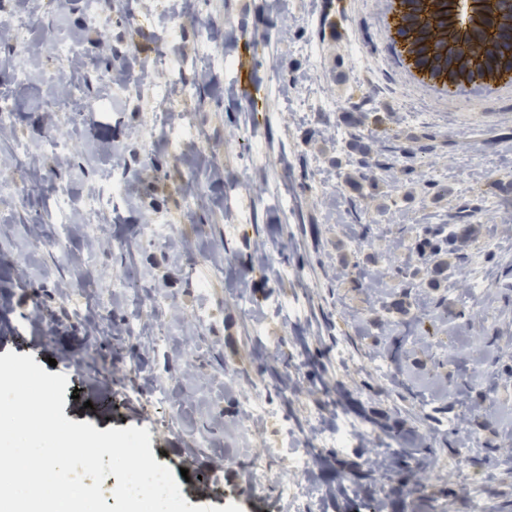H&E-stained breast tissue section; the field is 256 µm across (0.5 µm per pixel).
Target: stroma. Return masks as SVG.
I'll return each instance as SVG.
<instances>
[{
	"label": "stroma",
	"mask_w": 512,
	"mask_h": 512,
	"mask_svg": "<svg viewBox=\"0 0 512 512\" xmlns=\"http://www.w3.org/2000/svg\"><path fill=\"white\" fill-rule=\"evenodd\" d=\"M166 3L114 0L103 26L87 0H0L34 49L23 80L0 41V92L15 102L0 137V355L66 373L78 393L65 400L70 421L148 428L154 459L187 469L180 491L193 506L289 512L274 484L253 489L254 463L280 435L309 436L310 413L338 410L346 440L317 453L340 474L397 447L430 448L458 469L406 486L399 508L334 498L316 465L311 512H468L475 490L491 512H512V472L499 464L512 452V204L500 188L512 180V84H473L457 102L417 82L384 0H189L175 24ZM57 36L75 40L78 59L51 57ZM47 69L110 105L62 111ZM154 83L195 92L165 101ZM347 109L394 113L398 138L369 121L340 126ZM53 132L65 142L50 154ZM340 134L382 153L363 198L345 181L355 159ZM354 198L371 233L349 215ZM467 205L475 238L445 255L437 286L421 274L404 293L390 262ZM358 277L364 287H352ZM138 312L139 336L107 334ZM256 377L272 413L244 430ZM159 382L168 398L150 402Z\"/></svg>",
	"instance_id": "stroma-1"
}]
</instances>
